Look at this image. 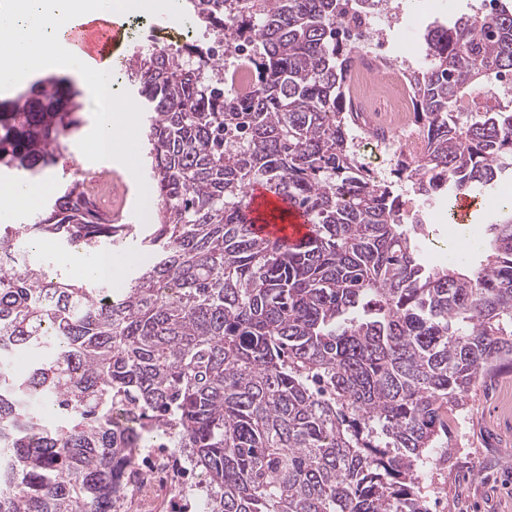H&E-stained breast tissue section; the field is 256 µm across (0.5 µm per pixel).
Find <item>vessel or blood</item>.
Here are the masks:
<instances>
[{"instance_id":"1","label":"vessel or blood","mask_w":512,"mask_h":512,"mask_svg":"<svg viewBox=\"0 0 512 512\" xmlns=\"http://www.w3.org/2000/svg\"><path fill=\"white\" fill-rule=\"evenodd\" d=\"M64 47L84 63L100 70L111 69L121 57L122 25L118 17L104 15L102 17L72 22L66 29ZM101 193L93 196L95 211L106 222L126 224L130 221L129 213L124 210L123 194L114 188L111 181H103ZM271 195L263 186L255 185L250 190L251 209L257 215L255 226L257 235L269 238L285 237L297 240L308 234L310 227L305 216L291 213L287 223L268 224L262 222V215L267 212V202ZM481 204V194L472 191L457 195L452 201L455 221L459 224L471 223L475 211Z\"/></svg>"}]
</instances>
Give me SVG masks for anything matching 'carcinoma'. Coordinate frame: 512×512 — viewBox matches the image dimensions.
Here are the masks:
<instances>
[{
  "mask_svg": "<svg viewBox=\"0 0 512 512\" xmlns=\"http://www.w3.org/2000/svg\"><path fill=\"white\" fill-rule=\"evenodd\" d=\"M342 2L194 0L206 36L251 46V90L224 88L205 42L128 58L154 223L99 222L71 178L0 226V512H121L157 436L200 469L206 512H430L422 469L512 356V196L478 264L427 267L399 186L444 181L451 199L512 172V107L493 96L512 9L425 30L424 152L388 179L351 142ZM83 97L46 74L0 99V168L44 177ZM254 184L310 233L259 237ZM45 238L130 256L125 282L29 260Z\"/></svg>",
  "mask_w": 512,
  "mask_h": 512,
  "instance_id": "carcinoma-1",
  "label": "carcinoma"
}]
</instances>
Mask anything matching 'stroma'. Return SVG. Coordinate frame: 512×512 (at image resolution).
<instances>
[{
    "label": "stroma",
    "mask_w": 512,
    "mask_h": 512,
    "mask_svg": "<svg viewBox=\"0 0 512 512\" xmlns=\"http://www.w3.org/2000/svg\"><path fill=\"white\" fill-rule=\"evenodd\" d=\"M479 0H402L403 18L392 31L396 42L420 37L421 22L448 24L470 13ZM496 218V207L484 204L470 224H451L433 217L422 243L425 261L443 265L473 257L477 223ZM447 452L437 457L422 486L438 498L436 512H512V357L500 362L473 401L461 413L448 438Z\"/></svg>",
    "instance_id": "1"
}]
</instances>
